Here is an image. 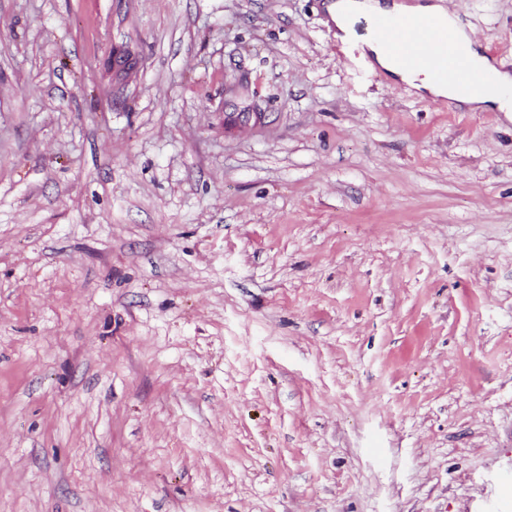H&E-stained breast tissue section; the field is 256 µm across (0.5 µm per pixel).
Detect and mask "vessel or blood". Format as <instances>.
Returning a JSON list of instances; mask_svg holds the SVG:
<instances>
[{
    "label": "vessel or blood",
    "mask_w": 512,
    "mask_h": 512,
    "mask_svg": "<svg viewBox=\"0 0 512 512\" xmlns=\"http://www.w3.org/2000/svg\"><path fill=\"white\" fill-rule=\"evenodd\" d=\"M368 23L369 40L386 43L404 66L425 72L436 82L455 78L476 97L494 77L492 69L473 67L458 46L454 34L464 24L462 16L426 18L375 11L369 13Z\"/></svg>",
    "instance_id": "obj_1"
}]
</instances>
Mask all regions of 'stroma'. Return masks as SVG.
<instances>
[{"label": "stroma", "instance_id": "stroma-1", "mask_svg": "<svg viewBox=\"0 0 512 512\" xmlns=\"http://www.w3.org/2000/svg\"><path fill=\"white\" fill-rule=\"evenodd\" d=\"M328 2L0 0V512H512V112ZM108 70L115 83L127 85L138 73V57L132 51L116 50L108 61ZM268 117L267 112H260L257 105L249 102L247 98L234 95L233 99L224 100L225 132L264 124Z\"/></svg>", "mask_w": 512, "mask_h": 512}]
</instances>
